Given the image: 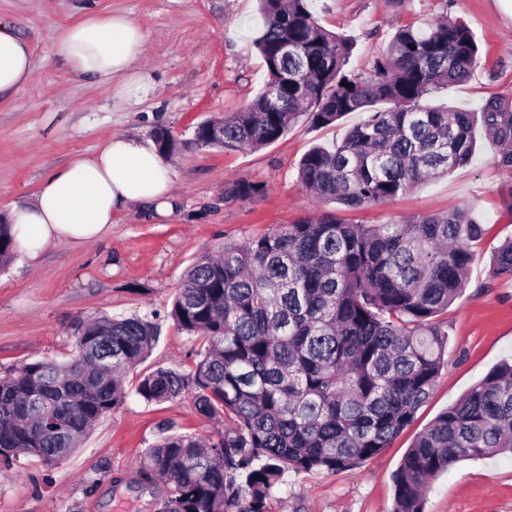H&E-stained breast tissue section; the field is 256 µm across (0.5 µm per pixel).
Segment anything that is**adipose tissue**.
<instances>
[{
  "label": "adipose tissue",
  "mask_w": 512,
  "mask_h": 512,
  "mask_svg": "<svg viewBox=\"0 0 512 512\" xmlns=\"http://www.w3.org/2000/svg\"><path fill=\"white\" fill-rule=\"evenodd\" d=\"M145 43L144 32L126 14L93 12L57 35L54 55L72 76L95 77L113 85L116 97L130 100L149 87L141 66ZM33 72L27 41L0 23V99L13 96ZM169 189V169L153 141L114 137L94 155L74 158L48 176L33 201L13 206L4 219L21 249L34 255L54 241L97 238L135 204L152 203L168 213Z\"/></svg>",
  "instance_id": "obj_1"
}]
</instances>
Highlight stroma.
Returning <instances> with one entry per match:
<instances>
[{"label":"stroma","mask_w":512,"mask_h":512,"mask_svg":"<svg viewBox=\"0 0 512 512\" xmlns=\"http://www.w3.org/2000/svg\"><path fill=\"white\" fill-rule=\"evenodd\" d=\"M327 30L351 38L348 71L366 76L396 29L437 16L464 18L481 60L470 78L449 86L442 101L479 109L490 98L512 108V15L499 0H313ZM122 12L146 35L143 64L152 83L139 100H122L93 77L75 80L56 64L54 38L87 11ZM0 22L30 45V82L0 101V214L33 200L41 182L77 156H90L110 137L148 140L157 127L191 138L200 121L248 107L266 68L255 47L262 31L257 0H0ZM360 113L313 127L295 123L257 150L183 149L168 157L174 210L135 206L88 243L60 241L37 257L18 253L0 271V374L34 359H70L78 322L100 315H156L159 340L126 375L125 405L104 417L71 458L47 467L22 460L0 472V512H155L150 493L129 471L167 427L217 437L222 419L199 415L190 397L162 404L134 390L158 368L190 372L198 344L169 316L175 289L204 252L260 237L321 210L353 224H384L416 214L468 209L486 234L465 290L442 319L448 324L446 364L434 390L380 455L358 468L330 473L287 472L270 512H391L393 476L415 437L501 361L512 359V280L496 276L493 255L512 236V209L503 198L512 171L498 167L496 149L478 139L469 164L407 195L359 210L321 206L298 178L313 146L340 141ZM238 180L263 183L252 199L225 201ZM423 512H512V454L464 460L438 476Z\"/></svg>","instance_id":"1"}]
</instances>
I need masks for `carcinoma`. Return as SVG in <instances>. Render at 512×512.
I'll list each match as a JSON object with an SVG mask.
<instances>
[{
    "label": "carcinoma",
    "instance_id": "1",
    "mask_svg": "<svg viewBox=\"0 0 512 512\" xmlns=\"http://www.w3.org/2000/svg\"><path fill=\"white\" fill-rule=\"evenodd\" d=\"M258 2L263 90L243 111L198 123L187 141L156 129L161 155L181 145L257 150L302 118L324 127L361 112L341 141L313 147L299 163L318 203L361 209L404 195L467 165L478 129L498 148V165L512 170L511 109L496 98L478 112L432 102L480 62L464 19L397 29L362 77L345 69L353 42L320 25L311 0ZM264 193V184L238 180L224 200ZM481 235L465 209L387 224L324 212L201 256L170 311L179 329L202 339L199 360L187 374L143 376L136 394L162 403L189 392L198 414L227 416L230 426L215 439L166 434L145 450L137 484L156 512H269L286 472L353 470L390 447L432 394L448 344L440 316L466 287ZM18 250L1 220L0 270ZM494 266L512 278V238L496 249ZM157 340L158 324L146 317L102 315L79 323L70 360H33L0 375V464L68 460L125 404L123 372ZM503 452L512 453L508 361L417 436L394 477L392 512H423L440 473Z\"/></svg>",
    "mask_w": 512,
    "mask_h": 512
}]
</instances>
